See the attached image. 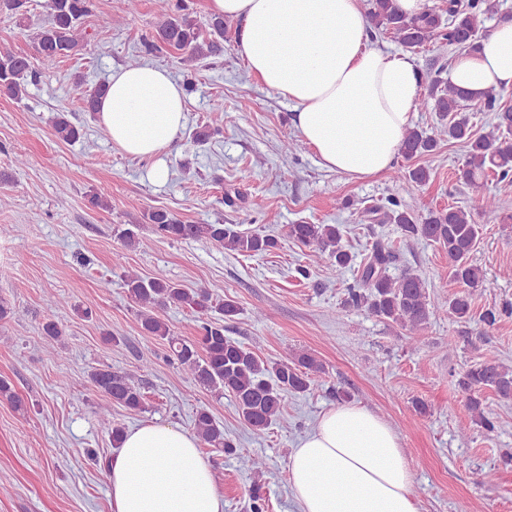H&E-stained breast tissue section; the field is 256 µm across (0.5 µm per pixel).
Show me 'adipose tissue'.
<instances>
[{"mask_svg": "<svg viewBox=\"0 0 512 512\" xmlns=\"http://www.w3.org/2000/svg\"><path fill=\"white\" fill-rule=\"evenodd\" d=\"M213 15L241 21L251 74L293 103L302 140L329 170L369 178L390 168L410 125L419 72L410 58L369 44L360 0H208ZM449 81L473 98L512 89V20L476 51H462ZM99 124L125 153L152 160L186 122L183 87L161 67L114 70ZM298 512H418L413 477L395 431L370 410L323 412L288 458ZM107 478L112 512H224V496L195 434L171 424L127 430Z\"/></svg>", "mask_w": 512, "mask_h": 512, "instance_id": "obj_1", "label": "adipose tissue"}]
</instances>
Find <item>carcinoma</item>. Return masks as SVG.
Instances as JSON below:
<instances>
[{
	"label": "carcinoma",
	"mask_w": 512,
	"mask_h": 512,
	"mask_svg": "<svg viewBox=\"0 0 512 512\" xmlns=\"http://www.w3.org/2000/svg\"><path fill=\"white\" fill-rule=\"evenodd\" d=\"M93 6L94 0H49L48 23L29 34L43 68H54L87 40L84 19ZM157 10L159 20L155 34L144 41L147 50L167 48L178 52L182 63L187 65L218 50L215 43L201 39L187 0H157ZM497 10L496 0H448V19L444 21L430 10L408 16L401 11L397 0H370L366 23L371 29L392 35L410 51L434 40L474 50L478 47L477 34L485 19ZM31 78L33 71L28 56L0 49L1 94L21 97L26 94ZM420 86L426 90L432 110L441 117V124L431 132L408 128L401 146L404 158L420 157L448 140L461 141L466 144L467 159L459 170V180L474 184L493 173L499 181L512 186V108L496 106V96L487 92L485 107L496 113L497 122L489 131L477 134L470 116L464 111L465 103L472 97L444 81L440 69L421 74ZM228 119L224 112L211 113L208 125L195 132V141H207L212 126L220 127ZM54 132L58 139L66 142L82 136V130L63 114L57 117ZM394 178L424 185L429 181V172L422 166L403 167L395 172ZM383 219L399 225L406 238L421 237L440 246L448 255V277L460 284L462 291L440 301L430 300L420 276L404 272L393 278L388 274L392 253L377 246L359 270L356 286L349 289L354 304L366 307L371 314L407 331L411 348L416 347L418 335L427 327L435 309L446 307L463 322L475 318L486 326L497 322L496 310L491 308L476 314L472 308L475 293L486 291L492 283L471 262L482 225L475 223L468 212L450 206L430 212L419 224L406 205L392 198L383 212ZM145 220L159 238L205 241L242 255L262 254L278 246L277 239L271 235L248 234L228 224H185L163 209L148 210ZM288 237L307 248L314 262L326 256L334 260L336 266L345 268L352 261L342 245V231L337 224H290ZM125 283L129 297L140 307L138 319L143 333L167 341L172 360L198 385L219 395L229 394L253 434L265 433L278 418L285 394L313 392L319 387L316 374L323 371V365L315 357L303 353L292 363L283 361L269 365L253 351L224 335V326L209 319V314L217 309L226 318L237 315L238 306L234 301L226 299L215 305L206 288L187 290L133 272L126 275ZM172 306L189 308L197 314L199 335L196 340L187 341L171 333L161 314ZM42 335L45 351L51 354L53 343L63 336V330L58 322L49 320L42 325ZM89 379L106 398V404L100 407L103 420H109L114 403L129 410L142 409L144 394L129 374L107 366L90 373ZM459 386L469 393L468 408L473 421L492 430L494 422L485 412L480 393L491 389L500 399L512 400V368L495 361L476 363L459 379ZM0 398L17 410H26L24 398L4 378L0 379ZM193 428L207 446L229 455L235 453L234 443L224 436L223 427L208 410L196 412ZM262 488L261 475H254L251 512H266Z\"/></svg>",
	"instance_id": "cac0c4a2"
}]
</instances>
